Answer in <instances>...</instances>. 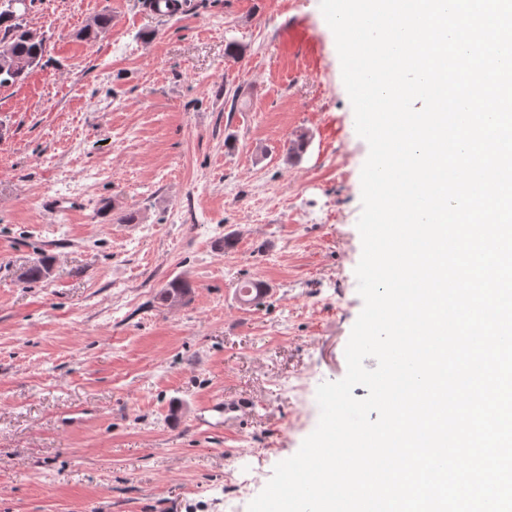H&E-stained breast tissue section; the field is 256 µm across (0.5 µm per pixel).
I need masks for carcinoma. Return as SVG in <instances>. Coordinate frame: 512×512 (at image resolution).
<instances>
[{
  "instance_id": "obj_1",
  "label": "carcinoma",
  "mask_w": 512,
  "mask_h": 512,
  "mask_svg": "<svg viewBox=\"0 0 512 512\" xmlns=\"http://www.w3.org/2000/svg\"><path fill=\"white\" fill-rule=\"evenodd\" d=\"M112 24V15L100 14L87 24L84 34L95 38ZM49 52V39L36 36L25 19L24 0H0V88L23 83L35 68L42 66ZM47 260L33 263L24 273L26 282H37L46 277ZM190 284L181 279L171 280L160 294V300L172 304L184 299Z\"/></svg>"
}]
</instances>
